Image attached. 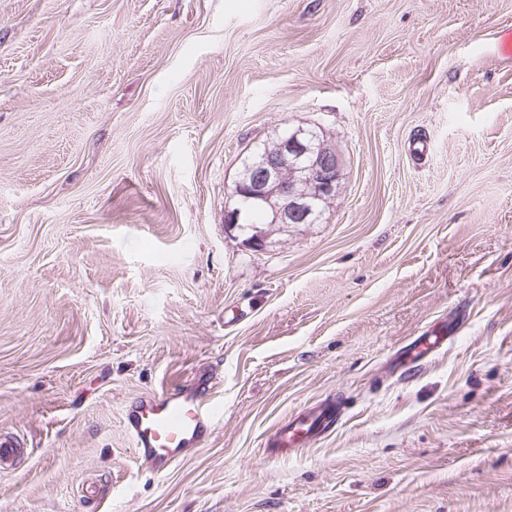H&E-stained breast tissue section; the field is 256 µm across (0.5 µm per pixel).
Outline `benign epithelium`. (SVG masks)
<instances>
[{
  "label": "benign epithelium",
  "instance_id": "obj_1",
  "mask_svg": "<svg viewBox=\"0 0 512 512\" xmlns=\"http://www.w3.org/2000/svg\"><path fill=\"white\" fill-rule=\"evenodd\" d=\"M342 158L317 126L288 128L272 151L242 165L235 201L263 210L271 224H320V203L336 195Z\"/></svg>",
  "mask_w": 512,
  "mask_h": 512
}]
</instances>
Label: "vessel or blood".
<instances>
[{"instance_id": "b4317fda", "label": "vessel or blood", "mask_w": 512, "mask_h": 512, "mask_svg": "<svg viewBox=\"0 0 512 512\" xmlns=\"http://www.w3.org/2000/svg\"><path fill=\"white\" fill-rule=\"evenodd\" d=\"M221 408L201 380L173 390L143 396L122 411L123 426L139 461L154 473H165L191 454L216 426ZM341 417L340 406L327 402L288 421L274 437V452L333 430Z\"/></svg>"}]
</instances>
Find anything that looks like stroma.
<instances>
[{
  "instance_id": "stroma-1",
  "label": "stroma",
  "mask_w": 512,
  "mask_h": 512,
  "mask_svg": "<svg viewBox=\"0 0 512 512\" xmlns=\"http://www.w3.org/2000/svg\"><path fill=\"white\" fill-rule=\"evenodd\" d=\"M298 125L322 223L226 225ZM199 371L152 475L122 410ZM0 433V512H512V0H0ZM341 417L340 405L327 402L309 409L306 413L288 421L271 441L274 453L283 454L289 448L317 435L333 430Z\"/></svg>"
}]
</instances>
